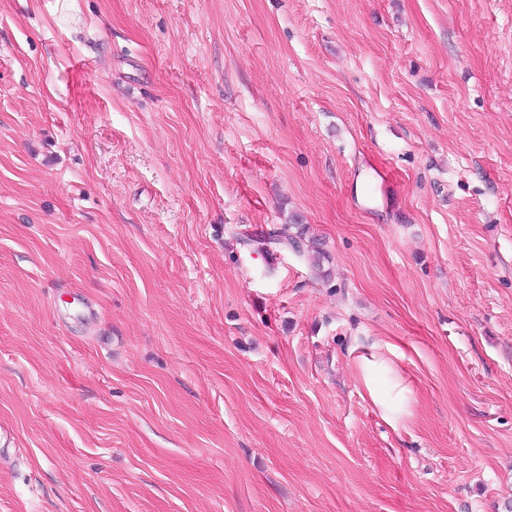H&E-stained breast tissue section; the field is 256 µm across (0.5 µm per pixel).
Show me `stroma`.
Returning a JSON list of instances; mask_svg holds the SVG:
<instances>
[{
	"label": "stroma",
	"instance_id": "35a3bbf8",
	"mask_svg": "<svg viewBox=\"0 0 512 512\" xmlns=\"http://www.w3.org/2000/svg\"><path fill=\"white\" fill-rule=\"evenodd\" d=\"M510 503L512 0H0V512ZM299 223L296 219H293V222L290 224H282L279 228H276L272 233H269L268 238L263 237L258 241L259 245H267L270 243H278L289 246H295L301 240L302 231H296L295 234H292L291 229L296 228ZM393 346L385 351L354 358L356 375L365 395L381 419L393 430L406 426L416 403L412 389L391 357Z\"/></svg>",
	"mask_w": 512,
	"mask_h": 512
}]
</instances>
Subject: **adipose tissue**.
I'll list each match as a JSON object with an SVG mask.
<instances>
[{
	"mask_svg": "<svg viewBox=\"0 0 512 512\" xmlns=\"http://www.w3.org/2000/svg\"><path fill=\"white\" fill-rule=\"evenodd\" d=\"M392 354L388 348L360 355L354 366L369 402L389 427L398 430L412 417L416 400Z\"/></svg>",
	"mask_w": 512,
	"mask_h": 512,
	"instance_id": "ef3b65f1",
	"label": "adipose tissue"
}]
</instances>
